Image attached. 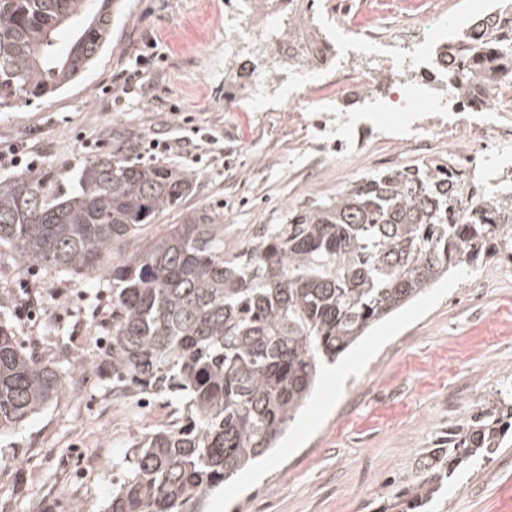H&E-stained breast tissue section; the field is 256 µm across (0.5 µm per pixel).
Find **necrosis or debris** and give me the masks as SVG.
Masks as SVG:
<instances>
[{"label":"necrosis or debris","mask_w":512,"mask_h":512,"mask_svg":"<svg viewBox=\"0 0 512 512\" xmlns=\"http://www.w3.org/2000/svg\"><path fill=\"white\" fill-rule=\"evenodd\" d=\"M288 15V0H268L263 12L240 10L237 13L238 37L224 44L225 52H232L237 40L271 41L280 30ZM356 43L360 52L383 57L392 70L404 71L406 82L397 86L392 97L399 111L408 113L407 122L397 123L393 130L403 142L412 144L416 150H428L431 140L429 132L420 123L419 113L444 112L448 115V142L451 146V165L464 173L469 187L488 188L497 185L499 179L512 174V114L496 104H488L481 112L461 111L457 98H435L424 92L421 79L433 74L440 82L447 81L449 69L431 52L422 51L411 59H404L391 46L374 43L371 24L359 27ZM379 78L366 71L336 72L326 77L316 71L296 73L291 84L283 92L284 103L301 101L312 103L313 90L330 85L339 92L349 89L376 86Z\"/></svg>","instance_id":"1"}]
</instances>
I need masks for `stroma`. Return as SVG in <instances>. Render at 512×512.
Returning <instances> with one entry per match:
<instances>
[{
  "label": "stroma",
  "mask_w": 512,
  "mask_h": 512,
  "mask_svg": "<svg viewBox=\"0 0 512 512\" xmlns=\"http://www.w3.org/2000/svg\"><path fill=\"white\" fill-rule=\"evenodd\" d=\"M375 7L380 36L402 22L422 23L440 12L481 15L484 0H338L326 13L336 30L340 63L381 70L383 61L351 53L354 14ZM238 0H126L112 44L81 81L27 107L0 110V149L26 145L42 153L53 187L90 152L174 139L165 162L196 180L181 209L158 224H178L207 206L224 214V248L237 251L258 228L283 223L289 209L326 200L360 178L399 166L448 157L447 135L426 153L380 133L363 150L337 159L328 128L354 101L333 98L327 112L294 103L284 112L224 109V29ZM154 40L158 59L144 76L135 57ZM194 137L176 141L179 126ZM49 288L34 320L14 309L26 286ZM103 276L73 277L39 269H0V315L22 345L61 328L74 344L56 359L84 374L81 391H64L23 427L0 437V512H103L112 495L113 454L137 431L163 424L116 410L91 372L103 343L97 306H109ZM355 369L337 376L347 363ZM512 372V260L493 258L467 275L449 276L370 336L325 365L310 404L277 448L221 486L232 493L223 512H377L390 481L417 454L436 447L463 414L466 395L493 392ZM429 512H512V447L480 470L459 476Z\"/></svg>",
  "instance_id": "35a3bbf8"
}]
</instances>
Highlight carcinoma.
<instances>
[{
  "mask_svg": "<svg viewBox=\"0 0 512 512\" xmlns=\"http://www.w3.org/2000/svg\"><path fill=\"white\" fill-rule=\"evenodd\" d=\"M121 0H0V109L48 97L89 70L107 46ZM455 57L457 97L478 108L512 72V17L479 16ZM69 33L66 49L58 46ZM307 35L300 46L299 34ZM314 12L288 13L269 53L279 71L336 57ZM247 63L224 69L246 89ZM448 162L362 177L335 197L288 211L235 253L224 214L196 209L157 237L143 229L181 206L191 175L117 149L74 169L65 191L32 173L0 178V262L112 282V321L91 369L112 400L157 398L170 419L133 434L107 512H203L205 496L274 447L327 362L451 271L512 259V182L467 203ZM58 363L0 323V432L23 425L66 388ZM512 446V385L467 409L442 447L393 479L379 512H416L457 472Z\"/></svg>",
  "mask_w": 512,
  "mask_h": 512,
  "instance_id": "obj_1",
  "label": "carcinoma"
}]
</instances>
